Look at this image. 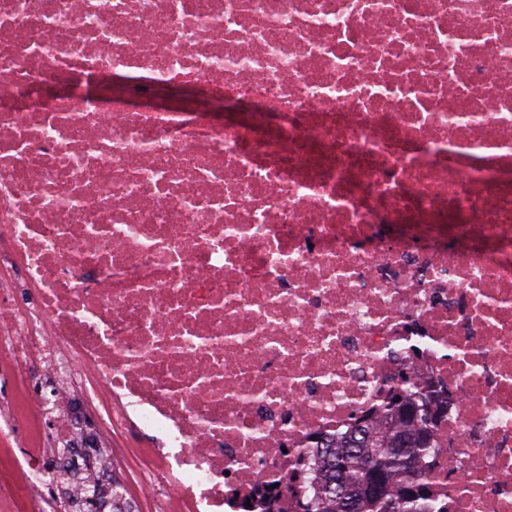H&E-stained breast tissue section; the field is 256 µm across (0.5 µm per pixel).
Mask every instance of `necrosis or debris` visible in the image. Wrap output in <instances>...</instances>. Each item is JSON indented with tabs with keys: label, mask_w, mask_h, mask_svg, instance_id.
I'll return each mask as SVG.
<instances>
[{
	"label": "necrosis or debris",
	"mask_w": 512,
	"mask_h": 512,
	"mask_svg": "<svg viewBox=\"0 0 512 512\" xmlns=\"http://www.w3.org/2000/svg\"><path fill=\"white\" fill-rule=\"evenodd\" d=\"M181 87L248 113L148 108ZM0 368L11 512L46 419L102 477L147 432L153 512H300L402 370L432 504L512 512V0H0Z\"/></svg>",
	"instance_id": "4bbe7bcc"
}]
</instances>
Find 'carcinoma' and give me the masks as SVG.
I'll return each mask as SVG.
<instances>
[{
	"mask_svg": "<svg viewBox=\"0 0 512 512\" xmlns=\"http://www.w3.org/2000/svg\"><path fill=\"white\" fill-rule=\"evenodd\" d=\"M433 402L432 393L418 389L413 378L401 372L396 391L377 416H364L363 425L350 436L306 458L311 493L303 512H336V496L329 486L338 475L355 512H387L390 503L399 512H435L424 481V462L433 452ZM374 479L381 486L380 496L364 492Z\"/></svg>",
	"mask_w": 512,
	"mask_h": 512,
	"instance_id": "obj_1",
	"label": "carcinoma"
}]
</instances>
